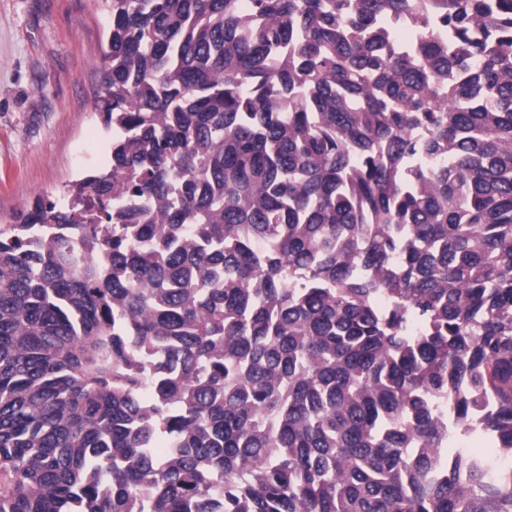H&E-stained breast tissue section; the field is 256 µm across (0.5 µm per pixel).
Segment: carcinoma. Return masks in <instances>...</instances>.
<instances>
[{
  "label": "carcinoma",
  "instance_id": "cac0c4a2",
  "mask_svg": "<svg viewBox=\"0 0 512 512\" xmlns=\"http://www.w3.org/2000/svg\"><path fill=\"white\" fill-rule=\"evenodd\" d=\"M110 2V170L0 225V512H512L437 409L512 454V0Z\"/></svg>",
  "mask_w": 512,
  "mask_h": 512
}]
</instances>
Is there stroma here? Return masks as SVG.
<instances>
[{
    "instance_id": "1",
    "label": "stroma",
    "mask_w": 512,
    "mask_h": 512,
    "mask_svg": "<svg viewBox=\"0 0 512 512\" xmlns=\"http://www.w3.org/2000/svg\"><path fill=\"white\" fill-rule=\"evenodd\" d=\"M110 20L107 0H0V225L107 172L94 104Z\"/></svg>"
}]
</instances>
